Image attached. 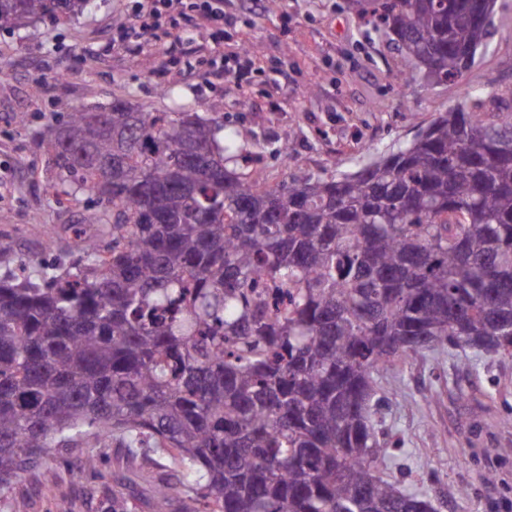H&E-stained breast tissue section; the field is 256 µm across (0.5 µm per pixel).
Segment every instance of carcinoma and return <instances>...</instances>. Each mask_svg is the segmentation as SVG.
Instances as JSON below:
<instances>
[{
	"label": "carcinoma",
	"mask_w": 512,
	"mask_h": 512,
	"mask_svg": "<svg viewBox=\"0 0 512 512\" xmlns=\"http://www.w3.org/2000/svg\"><path fill=\"white\" fill-rule=\"evenodd\" d=\"M90 0H0V28ZM395 79L456 81L488 0H366ZM47 190L106 202V247L0 274V486L93 437L168 459L154 512H437L373 468L378 379L512 355V113L476 91L353 172L265 184L224 113L82 107L38 131Z\"/></svg>",
	"instance_id": "cac0c4a2"
}]
</instances>
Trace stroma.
Returning <instances> with one entry per match:
<instances>
[{"instance_id": "stroma-1", "label": "stroma", "mask_w": 512, "mask_h": 512, "mask_svg": "<svg viewBox=\"0 0 512 512\" xmlns=\"http://www.w3.org/2000/svg\"><path fill=\"white\" fill-rule=\"evenodd\" d=\"M75 19L0 29V261L37 275L70 255V225L105 210L94 198L46 193V162L34 132L81 106L115 100L160 112H215L239 134L251 168L279 183L291 161L317 176L352 171L412 139L439 112L477 90L512 97V0H497L489 47L462 79L395 80L400 57L349 0H224V50L254 43L255 62L238 81L218 74L210 25L200 16L179 30L161 24L144 42L113 46L130 0H93ZM27 113L28 126L17 122ZM401 388L381 406L390 440L388 470L429 494L438 512H512V358L443 354L385 375ZM93 453L95 467L84 464ZM54 473L27 472L0 488V512H153L159 470L120 444L56 451ZM493 473L485 483L481 474ZM469 488L468 497L457 494Z\"/></svg>"}]
</instances>
